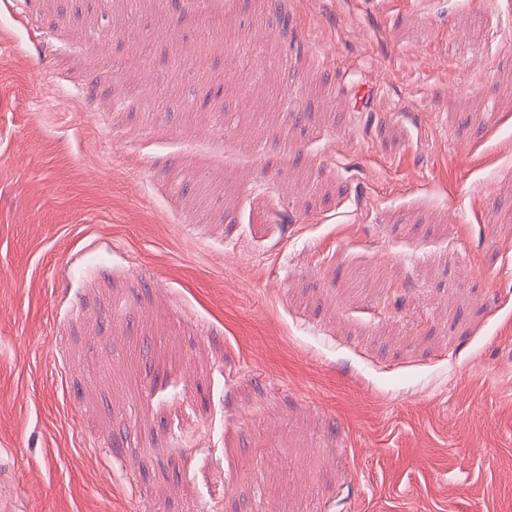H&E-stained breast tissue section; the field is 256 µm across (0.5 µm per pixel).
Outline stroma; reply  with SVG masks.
I'll use <instances>...</instances> for the list:
<instances>
[{
  "label": "stroma",
  "mask_w": 512,
  "mask_h": 512,
  "mask_svg": "<svg viewBox=\"0 0 512 512\" xmlns=\"http://www.w3.org/2000/svg\"><path fill=\"white\" fill-rule=\"evenodd\" d=\"M0 0L19 512H512V0Z\"/></svg>",
  "instance_id": "35a3bbf8"
}]
</instances>
